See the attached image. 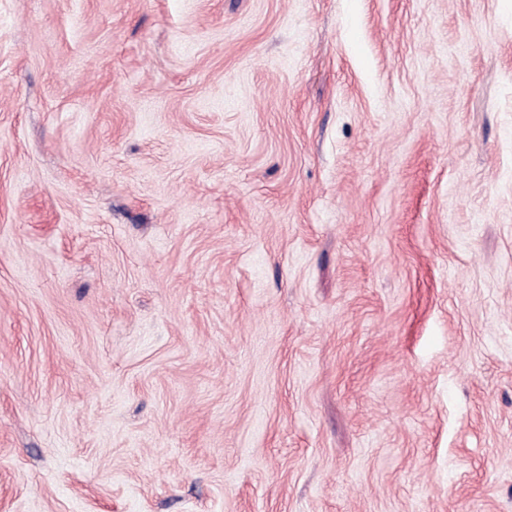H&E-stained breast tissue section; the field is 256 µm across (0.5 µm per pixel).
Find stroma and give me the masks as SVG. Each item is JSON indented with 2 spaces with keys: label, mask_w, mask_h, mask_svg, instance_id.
<instances>
[{
  "label": "stroma",
  "mask_w": 512,
  "mask_h": 512,
  "mask_svg": "<svg viewBox=\"0 0 512 512\" xmlns=\"http://www.w3.org/2000/svg\"><path fill=\"white\" fill-rule=\"evenodd\" d=\"M0 512H512V0H0Z\"/></svg>",
  "instance_id": "obj_1"
}]
</instances>
